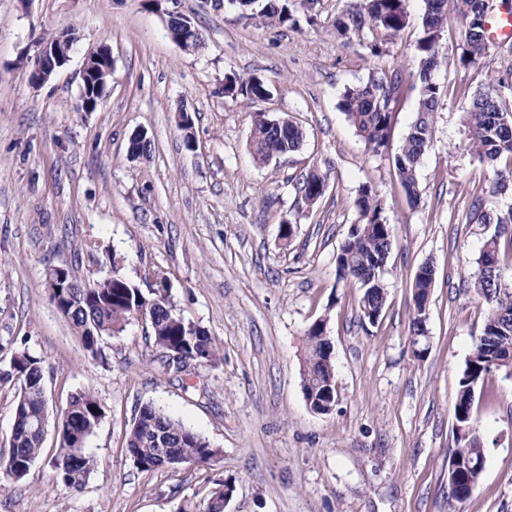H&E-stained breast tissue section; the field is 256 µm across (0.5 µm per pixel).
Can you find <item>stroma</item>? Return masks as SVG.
I'll return each instance as SVG.
<instances>
[{
	"label": "stroma",
	"mask_w": 512,
	"mask_h": 512,
	"mask_svg": "<svg viewBox=\"0 0 512 512\" xmlns=\"http://www.w3.org/2000/svg\"><path fill=\"white\" fill-rule=\"evenodd\" d=\"M347 0H322L316 22L278 28L242 18L230 0H0V370L16 350L43 361L50 414L70 394L92 390L104 417L86 446L95 468L78 491L56 479L48 431L21 486L0 474V512H176L229 480L224 512H512V378L495 373L478 396L485 468L473 495L448 506V461L456 447L453 406L486 308L472 284L491 224L469 223L475 198L492 194V166L466 149L461 116L489 76L512 71V40L463 67L461 25L449 17L440 41L450 63L435 129L410 203L392 163L417 117L415 45L424 0H407L409 24L372 55L365 38L342 36ZM198 23L206 46L171 42L168 10ZM73 29L69 60L32 87L26 59L36 44ZM112 50L103 100L78 111L83 61ZM409 79L395 106L388 147L367 150L339 107L345 87L378 68ZM257 76L271 99L224 93V76ZM193 121L186 149L180 111ZM299 124L305 139L261 164L250 149L256 113ZM151 141L129 155L135 132ZM316 170L327 190L313 205L295 184ZM371 187L393 224L386 304L370 324L355 286L336 278V255ZM293 233L282 239L281 226ZM435 268L429 350L410 344L412 283ZM63 266L91 283L119 274L149 291L166 281L175 313L221 347L218 366L197 372V389L165 373L137 321L87 352L45 288ZM326 319L338 402L313 413L302 388L303 337ZM153 403L207 437L222 455L209 465L139 471L125 435L140 405Z\"/></svg>",
	"instance_id": "stroma-1"
}]
</instances>
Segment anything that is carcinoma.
I'll return each instance as SVG.
<instances>
[{
    "label": "carcinoma",
    "mask_w": 512,
    "mask_h": 512,
    "mask_svg": "<svg viewBox=\"0 0 512 512\" xmlns=\"http://www.w3.org/2000/svg\"><path fill=\"white\" fill-rule=\"evenodd\" d=\"M421 35L416 42L417 78L419 81L418 116L405 136L393 164L406 195L417 196V169L433 136L434 115L440 107L442 89L435 71L448 65L447 56L440 53L437 41L448 24V14L455 15L462 25V52L459 63L468 65L482 59L490 49L483 38L482 18L490 10V0H424ZM248 20L292 28L298 19L288 3L277 0H258L254 11L245 15ZM408 24L406 0H349L348 7L336 19L341 35L349 32H369L379 40L370 43V52L382 53L381 41L397 36ZM505 86L502 79L477 91L461 122L467 136V148L480 161L492 166L502 157L508 162L495 170L491 192L503 194L512 190V113L499 95ZM402 90V77L396 71L376 70L368 80L349 87L342 96L341 107L358 135L373 153L382 152L392 127L394 107ZM224 94L248 101L265 100L272 95L271 87L261 78L243 81L234 73L224 75ZM304 132L296 123L275 125L263 112L254 116L250 146L254 159L269 162L272 154L285 155L302 145ZM324 177L315 171L302 175L296 184L300 200L308 205L322 196ZM358 221L351 225L347 239L336 255V276L340 281L358 286L363 291L361 312L366 318L382 315L386 302L383 270L392 247L393 225L384 216V201L370 187L363 188L355 201ZM471 223L494 224L495 232L486 239L477 258L478 275L475 292L487 307L479 336L459 380L454 403L455 421L462 425H477L474 416L476 394L473 390L483 384L494 371L512 376V285L502 279L499 265V245L512 224V211L506 213L486 210L483 199L474 201L468 215ZM435 269L424 268L415 274L413 287L414 309L410 321L411 334L423 332L422 301L430 293ZM46 288L58 312L68 320L83 347L95 354L104 336L121 332L132 319L133 312L148 305L147 322L150 339L160 353L178 351L192 362L204 361L209 366L221 362V350L208 332L175 314L169 306L165 281L145 293L123 277L102 278L90 288H59L46 277ZM302 387L307 405L318 404L336 397L333 345L326 335V321L313 323L304 337ZM14 373L6 380L17 384L14 423L10 435V453L0 461V469L16 483L21 482L39 458L44 435L41 421L47 416V402L42 360L21 349L11 362ZM103 418L102 407L89 390L75 392L69 410V423L64 432L57 433L58 449L52 466L57 480L68 490H79L88 481L94 459L86 451L87 439ZM126 448L135 467L141 472L175 469L182 464H209L221 455V449L173 419L161 409L144 404L139 407L125 436ZM461 446L471 448V458L462 459L456 467L455 480L449 483V498L462 502L478 487L483 469L480 456L485 453L480 431L470 434ZM228 482L217 480L210 491L202 512H224V487Z\"/></svg>",
    "instance_id": "cac0c4a2"
}]
</instances>
